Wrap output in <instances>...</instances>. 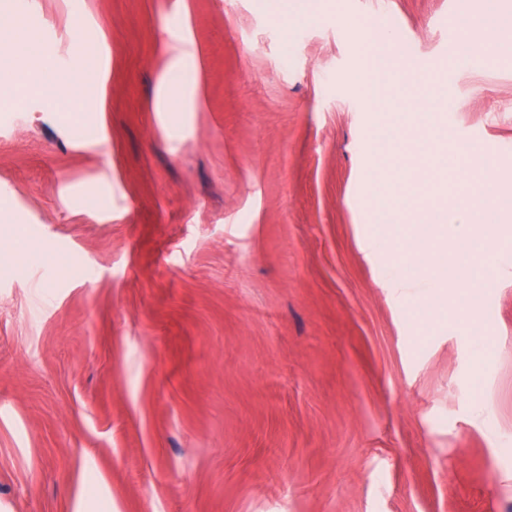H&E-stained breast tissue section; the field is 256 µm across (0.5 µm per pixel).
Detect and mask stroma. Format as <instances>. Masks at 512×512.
I'll return each instance as SVG.
<instances>
[{
    "mask_svg": "<svg viewBox=\"0 0 512 512\" xmlns=\"http://www.w3.org/2000/svg\"><path fill=\"white\" fill-rule=\"evenodd\" d=\"M384 11L495 159L427 203L512 194V29L459 54L482 0H0L60 66L106 56L85 106L0 107V512H512V232L474 325L369 237L344 78ZM268 6L276 14L283 17H296L303 20L314 19L319 13V9L314 8L310 0H273Z\"/></svg>",
    "mask_w": 512,
    "mask_h": 512,
    "instance_id": "stroma-1",
    "label": "stroma"
}]
</instances>
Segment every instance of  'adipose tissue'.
<instances>
[{"label": "adipose tissue", "mask_w": 512, "mask_h": 512, "mask_svg": "<svg viewBox=\"0 0 512 512\" xmlns=\"http://www.w3.org/2000/svg\"><path fill=\"white\" fill-rule=\"evenodd\" d=\"M0 77L24 82L39 91L54 89L78 93L94 78L93 72L60 69L54 60L36 47L31 33L16 28L0 39Z\"/></svg>", "instance_id": "adipose-tissue-1"}]
</instances>
